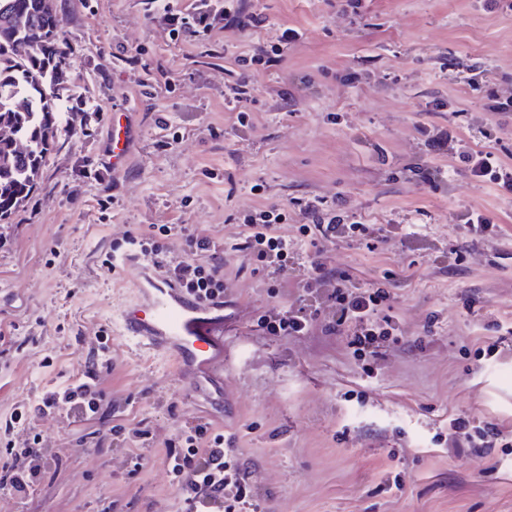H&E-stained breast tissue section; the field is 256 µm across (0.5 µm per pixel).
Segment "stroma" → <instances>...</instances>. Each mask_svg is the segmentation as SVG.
<instances>
[{"label": "stroma", "instance_id": "35a3bbf8", "mask_svg": "<svg viewBox=\"0 0 512 512\" xmlns=\"http://www.w3.org/2000/svg\"><path fill=\"white\" fill-rule=\"evenodd\" d=\"M57 4L72 49L62 92L70 127L29 200L0 220V465L8 441L29 430L55 463L26 496L0 490V512H181L167 444L199 420L233 438L263 512H512V197L470 180L451 148L429 149L416 132L426 122L481 147L491 125L495 154L512 162V114L484 112L466 81L473 71L512 89V9L361 0L345 14L340 0H239L266 16L264 29L176 41L160 0ZM285 26L301 37L280 68L258 73L240 125L224 102L238 61ZM436 98L450 108L427 111ZM116 112L129 131L117 169ZM423 167L448 176L425 184ZM314 196L345 202L386 235L372 249L345 239L314 247L296 215L279 227L299 258L322 249L357 285L388 288L400 333L375 357L329 330L336 311L322 295L303 334L259 325L306 295L234 249L241 223ZM471 210L496 223L493 239L463 224ZM154 224L225 244L232 419L120 334L136 271L105 258L128 231ZM456 247L466 260L452 270ZM102 332L98 412L6 430L19 405L83 371ZM456 417L498 424L504 437L480 454L454 452L445 437ZM118 424L119 435L100 440Z\"/></svg>", "mask_w": 512, "mask_h": 512}]
</instances>
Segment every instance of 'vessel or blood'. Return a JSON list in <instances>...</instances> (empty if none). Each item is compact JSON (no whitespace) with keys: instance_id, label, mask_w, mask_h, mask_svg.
I'll return each instance as SVG.
<instances>
[{"instance_id":"vessel-or-blood-1","label":"vessel or blood","mask_w":512,"mask_h":512,"mask_svg":"<svg viewBox=\"0 0 512 512\" xmlns=\"http://www.w3.org/2000/svg\"><path fill=\"white\" fill-rule=\"evenodd\" d=\"M136 286L143 301L123 310V333L137 344L172 359L179 377L194 389L210 385L211 400L225 409L224 307L198 299L165 276L139 270Z\"/></svg>"}]
</instances>
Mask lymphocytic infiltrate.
I'll return each mask as SVG.
<instances>
[{
  "mask_svg": "<svg viewBox=\"0 0 512 512\" xmlns=\"http://www.w3.org/2000/svg\"><path fill=\"white\" fill-rule=\"evenodd\" d=\"M166 12L171 33L176 37L207 33L220 24L250 35L266 23L263 14L219 9L213 0H183L181 6H168ZM456 155L461 172L476 182L496 185L502 195L512 196V164L499 160L493 151L466 145L457 149ZM292 210L302 219L301 234L314 245L332 239L373 240L379 234L374 225L355 220L341 203L330 205L319 197L298 198ZM289 211L272 205L245 218L239 250L249 253L258 268L271 273L296 270L298 285L305 291H314L325 282L333 283L334 289L327 295L336 307L333 329H347L352 345L361 355H376L381 340L399 331V324L390 313V292L353 284L348 273L327 266L317 252L310 254L307 261H291L288 239L278 232L279 225L287 223ZM182 242L185 259L164 265V276L200 297L223 296V243L191 234L183 236ZM318 315V309L303 304L285 311H269L260 317L259 324L271 334L293 336L307 330ZM97 366L96 356H88L84 379L46 391L36 407L27 406L17 412L16 420L55 410L82 416L95 414L99 406L95 394ZM501 435V429L493 423L477 426L464 417L448 422V440L459 453L494 447ZM10 454L11 463L0 466V487L17 495L27 494L38 475L50 465L43 439L38 435L27 437ZM168 456L178 479L184 512H259L236 449L226 447L223 434L213 432L210 423H198L185 430L179 444L169 445Z\"/></svg>",
  "mask_w": 512,
  "mask_h": 512,
  "instance_id": "1",
  "label": "lymphocytic infiltrate"
}]
</instances>
